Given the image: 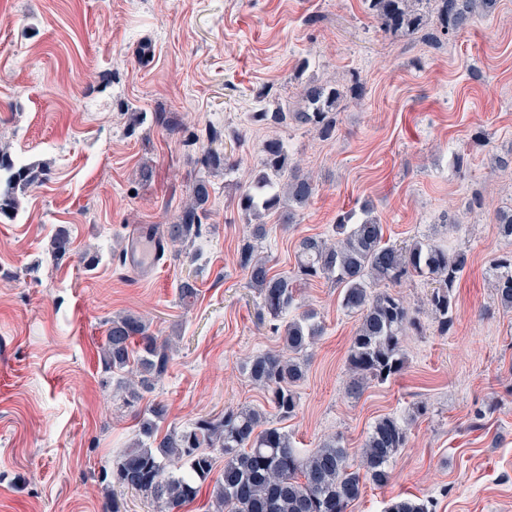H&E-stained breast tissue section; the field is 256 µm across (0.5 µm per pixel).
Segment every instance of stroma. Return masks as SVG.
<instances>
[{
    "label": "stroma",
    "mask_w": 512,
    "mask_h": 512,
    "mask_svg": "<svg viewBox=\"0 0 512 512\" xmlns=\"http://www.w3.org/2000/svg\"><path fill=\"white\" fill-rule=\"evenodd\" d=\"M310 79L365 86L341 103L333 138L250 121L295 105ZM159 112L176 130L156 125ZM272 136L318 187L296 224L264 216L258 252L275 272L292 273L301 238L332 237L337 214L366 202L385 241L429 237L468 254L448 335L427 310L426 281L397 286L420 321L403 338L406 367L357 398L347 353L358 315L331 281L301 288L290 317L314 311L324 333L286 431L306 452L340 436L354 457L379 418L408 421L388 485H367L348 512H384L398 496L433 512H512V310L490 286L494 259L512 250L496 224L512 208V166L495 163L512 157V0L457 35L432 13L418 33L383 31L364 0H0V144L47 170L16 219L0 221V512H102L111 498L122 512H156L107 479L137 429L100 358L116 314L176 343L142 400L166 405L160 433L228 407L270 412L244 362L283 341L237 264L254 218L224 186L251 181ZM213 138L235 165L210 175L200 235L141 280L123 260L130 228L175 221ZM62 227L72 250L59 260L50 240ZM186 279L199 290L188 305Z\"/></svg>",
    "instance_id": "1"
}]
</instances>
